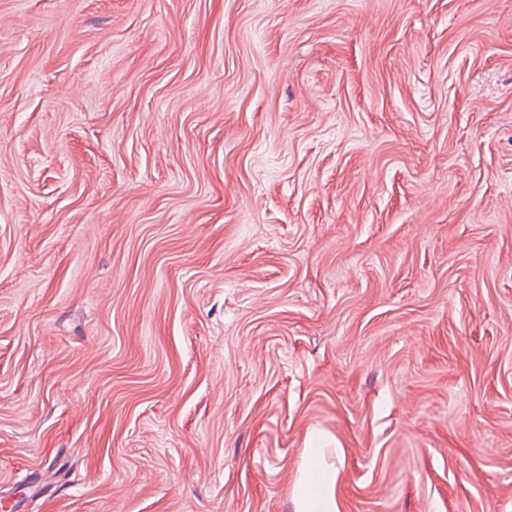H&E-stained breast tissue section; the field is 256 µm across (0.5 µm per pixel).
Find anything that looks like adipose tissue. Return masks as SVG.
Segmentation results:
<instances>
[{
    "label": "adipose tissue",
    "mask_w": 512,
    "mask_h": 512,
    "mask_svg": "<svg viewBox=\"0 0 512 512\" xmlns=\"http://www.w3.org/2000/svg\"><path fill=\"white\" fill-rule=\"evenodd\" d=\"M305 466L295 484L296 512H340L336 496L338 471L321 448L304 451Z\"/></svg>",
    "instance_id": "adipose-tissue-1"
}]
</instances>
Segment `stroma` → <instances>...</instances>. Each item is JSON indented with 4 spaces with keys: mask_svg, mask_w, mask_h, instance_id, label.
Instances as JSON below:
<instances>
[{
    "mask_svg": "<svg viewBox=\"0 0 512 512\" xmlns=\"http://www.w3.org/2000/svg\"><path fill=\"white\" fill-rule=\"evenodd\" d=\"M512 512V0H0V506ZM326 448L304 449L305 466L295 484L296 512H340L338 470L326 461Z\"/></svg>",
    "mask_w": 512,
    "mask_h": 512,
    "instance_id": "obj_1",
    "label": "stroma"
}]
</instances>
